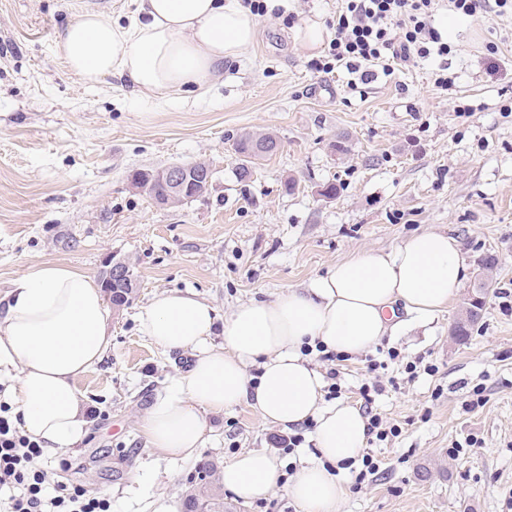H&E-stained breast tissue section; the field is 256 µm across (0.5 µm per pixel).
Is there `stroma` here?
I'll return each mask as SVG.
<instances>
[{
	"mask_svg": "<svg viewBox=\"0 0 512 512\" xmlns=\"http://www.w3.org/2000/svg\"><path fill=\"white\" fill-rule=\"evenodd\" d=\"M282 17L257 18V38L202 95L161 104L126 81L91 86L69 73L55 45L73 14L96 10L127 22L134 0H0V299L29 266L56 262L101 276L123 259L135 272L129 306L112 312V343L76 380L87 400L86 436L44 454L58 480L110 499L112 512H185L204 463L224 465L264 450L280 466L268 497L224 501L234 512H298L288 477L316 456L300 427L292 453L280 430L247 405L207 415L201 448L173 459L142 432L150 406L185 373L192 351L165 352L140 330L142 309L164 291L195 293L216 310L209 339L223 344L224 320L240 303L273 300L305 287L332 264L382 250L411 234L456 237L468 275L448 309L424 321L404 317L384 337L432 374L388 373L398 390L373 410L401 434L365 450L382 461L356 483L361 461L337 469L346 487L339 512H512V14L459 17L450 44L448 90L434 84L436 62L356 84L336 68L317 73L325 54L293 36L301 21L327 23L336 0H284ZM471 106L470 116L459 115ZM268 132L280 142L239 179L240 136ZM343 141L346 152L332 145ZM204 162L209 190L160 206L131 185L133 172ZM335 184L326 199L323 185ZM496 259L482 317L464 338L454 324L486 256ZM484 384L488 402L462 403ZM475 439L467 447L466 439ZM459 455H449L454 444Z\"/></svg>",
	"mask_w": 512,
	"mask_h": 512,
	"instance_id": "stroma-1",
	"label": "stroma"
}]
</instances>
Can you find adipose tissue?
Instances as JSON below:
<instances>
[{"label":"adipose tissue","mask_w":512,"mask_h":512,"mask_svg":"<svg viewBox=\"0 0 512 512\" xmlns=\"http://www.w3.org/2000/svg\"><path fill=\"white\" fill-rule=\"evenodd\" d=\"M256 38L243 0H136L120 24L81 11L56 54L88 84L116 75L142 99L161 103L224 75ZM466 277L458 240L443 232L408 236L383 252L330 266L304 288L237 306L224 321V343H207L216 312L192 294L162 292L140 314V328L168 351L192 350V367L148 409L142 429L172 458L200 448L206 414L247 404L284 429L314 424L318 457L288 478L300 512H338L346 491L334 467L354 460L367 442V420L346 403L324 400L325 380L304 347L356 355L398 327L397 310L423 320L448 308ZM112 341L102 286L91 274L58 263L29 267L0 310V376L12 377L21 430L45 451L68 448L85 434L86 404L75 380L100 362ZM258 366V377L248 369ZM225 488L245 500L266 497L278 482L267 453L252 451L224 466Z\"/></svg>","instance_id":"1"}]
</instances>
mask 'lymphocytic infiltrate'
<instances>
[{
  "instance_id": "obj_1",
  "label": "lymphocytic infiltrate",
  "mask_w": 512,
  "mask_h": 512,
  "mask_svg": "<svg viewBox=\"0 0 512 512\" xmlns=\"http://www.w3.org/2000/svg\"><path fill=\"white\" fill-rule=\"evenodd\" d=\"M444 6L479 19L512 11V0H341L334 36L314 67L329 74L343 65L367 84L396 67L447 57L452 47L432 25ZM42 455L37 442L0 416V512H111L108 498L51 480Z\"/></svg>"
}]
</instances>
